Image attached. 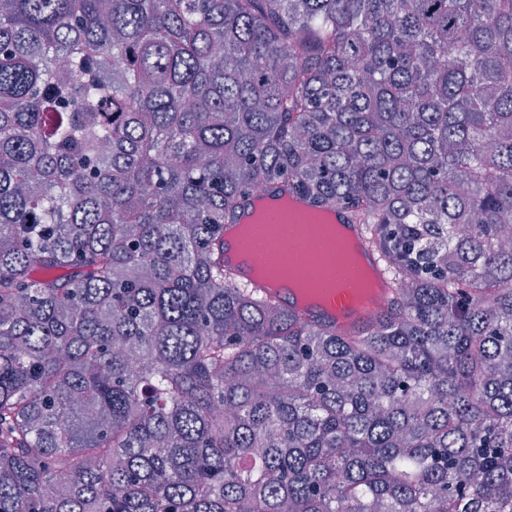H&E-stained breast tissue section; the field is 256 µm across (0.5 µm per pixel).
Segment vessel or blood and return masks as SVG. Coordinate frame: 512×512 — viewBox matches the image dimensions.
Instances as JSON below:
<instances>
[{
	"mask_svg": "<svg viewBox=\"0 0 512 512\" xmlns=\"http://www.w3.org/2000/svg\"><path fill=\"white\" fill-rule=\"evenodd\" d=\"M391 295V289H384L383 293L377 296L369 306L355 309L351 306L348 289L340 288L332 298L330 307L318 309L293 303L290 304L289 309L305 319L317 321L339 332L350 333L371 322L386 306Z\"/></svg>",
	"mask_w": 512,
	"mask_h": 512,
	"instance_id": "b4317fda",
	"label": "vessel or blood"
}]
</instances>
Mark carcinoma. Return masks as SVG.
I'll return each instance as SVG.
<instances>
[{"instance_id":"obj_1","label":"carcinoma","mask_w":512,"mask_h":512,"mask_svg":"<svg viewBox=\"0 0 512 512\" xmlns=\"http://www.w3.org/2000/svg\"><path fill=\"white\" fill-rule=\"evenodd\" d=\"M282 181L363 330L224 269ZM509 223L512 0H0V512H512ZM261 194L290 198L302 209L315 211L298 214L297 205L290 200L258 202L251 217L252 223L237 224L235 227L230 256L236 261L248 262L253 254L259 256L272 254L279 257V262L275 267H270L266 260H260V264L252 266L251 273L257 279L243 274L238 267L224 262V266L233 272L236 280L279 301L282 306L298 316L315 320L336 329L337 332H354L371 322L386 306L392 291L388 288L391 278L369 246L364 225L357 224L347 209L341 206L331 208L345 222L352 224L365 253L386 286L383 293L377 296L369 306L354 309L351 306L348 289L336 287L344 283L351 289L354 303L362 306L368 298L382 288V281L345 224H339L333 212L314 208L316 206H313L307 197L289 192L287 183L269 185ZM273 207L278 209L279 215L288 216V224H278L281 222L278 216L273 218L275 224L267 222V211ZM305 228L313 229L314 234L303 237L302 231ZM317 258H322L324 262L321 268L326 271V274L323 278L318 281H308L296 275V264ZM336 271L342 274L338 282H336ZM270 288L286 294L292 302L310 306L324 305L335 288L336 295L331 299V305L328 308L318 309L299 306L291 301L286 302ZM335 308L346 310V315L343 318H337Z\"/></svg>"}]
</instances>
